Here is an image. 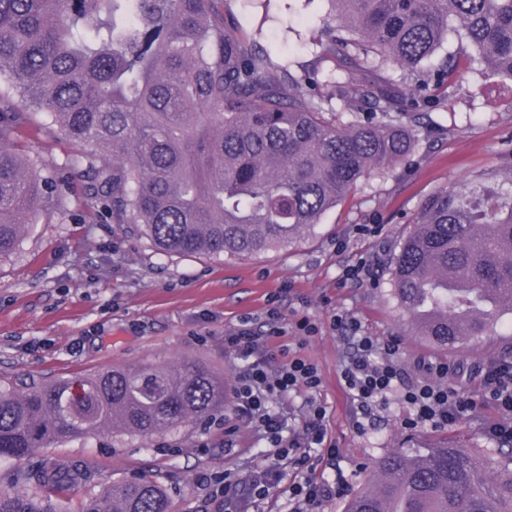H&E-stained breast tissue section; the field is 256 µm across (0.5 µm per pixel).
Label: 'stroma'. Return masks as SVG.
Returning a JSON list of instances; mask_svg holds the SVG:
<instances>
[{
	"label": "stroma",
	"mask_w": 512,
	"mask_h": 512,
	"mask_svg": "<svg viewBox=\"0 0 512 512\" xmlns=\"http://www.w3.org/2000/svg\"><path fill=\"white\" fill-rule=\"evenodd\" d=\"M327 0H226L224 16L237 31L257 36L280 60L316 67ZM445 51L455 55L459 77L435 90L421 105L423 119L407 160L386 174L361 180L327 212L308 240L247 260L195 254L164 255L129 225L82 203L83 182L69 167L76 144L58 132L37 127L22 114L13 135L16 151L38 163L52 178L53 201L9 258L0 260V385L17 388L121 367H180L191 361L225 384L240 366L224 351V333L241 317L263 325L278 308L285 336L270 342L272 356L288 348L315 364L319 397L327 407L328 438L338 449L334 465L320 469L323 480H343L348 491L363 487L377 461L390 450L424 448L446 436L466 447L490 448L488 473L502 466L511 442L487 429L499 412L478 408L464 422L404 428L409 410L389 400L364 433L352 422L356 408L339 385L338 373L349 345L334 324L336 316L355 318L362 332L397 338L400 359L447 362L457 380L478 390L483 369L512 363V340L483 337L479 347L444 354L416 333L398 305L390 259L409 222L424 201L470 180L496 182L512 171V93L499 92L467 44L457 22H450ZM370 233H362V226ZM377 262L375 283L343 278L344 270ZM309 317L317 333L301 339L293 325ZM232 399L199 423L145 442L112 428L39 449L38 460L66 466L88 464L100 480L146 478L158 482L174 512H216L200 473L231 468L247 479L259 472L266 446L261 435L240 424L233 447L224 445V421ZM24 462L0 458V492L16 493L14 476Z\"/></svg>",
	"instance_id": "1"
}]
</instances>
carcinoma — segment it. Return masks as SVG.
Masks as SVG:
<instances>
[{
  "instance_id": "obj_1",
  "label": "carcinoma",
  "mask_w": 512,
  "mask_h": 512,
  "mask_svg": "<svg viewBox=\"0 0 512 512\" xmlns=\"http://www.w3.org/2000/svg\"><path fill=\"white\" fill-rule=\"evenodd\" d=\"M321 59L292 70L234 31L218 0H0V260L43 212L37 162L12 146L14 106L80 150L85 205L132 224L164 254L251 258L309 237L357 183L415 144L420 103L450 84L453 57L424 67L459 23L488 76L512 88V0H331ZM411 82L342 79L360 55ZM351 120L336 124L334 100ZM394 293L443 351L499 335L512 319V177L425 202L391 258ZM224 405V381L196 365L113 369L23 392L0 386V458L114 426L149 440ZM443 441L396 448L343 512H512V469ZM85 464L41 463L0 493V512H173L152 480L92 488Z\"/></svg>"
}]
</instances>
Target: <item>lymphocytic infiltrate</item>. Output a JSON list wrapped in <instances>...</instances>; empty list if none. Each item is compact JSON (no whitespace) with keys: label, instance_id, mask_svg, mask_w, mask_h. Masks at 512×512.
<instances>
[{"label":"lymphocytic infiltrate","instance_id":"lymphocytic-infiltrate-1","mask_svg":"<svg viewBox=\"0 0 512 512\" xmlns=\"http://www.w3.org/2000/svg\"><path fill=\"white\" fill-rule=\"evenodd\" d=\"M266 335H258L251 319L224 334V350L241 365L232 386L234 413L247 422L266 442L265 468L259 477L241 481L232 470L201 476L210 487L213 500L224 503V512H249V505L287 492L295 502L294 512H320L324 503L344 492L343 483L326 482L316 474L320 464L334 461L337 448L329 443L326 408L317 402L321 386L317 367L300 355L272 365L268 340L282 336L278 315H271ZM353 351L339 370V383L361 418L354 424L363 432L365 423L385 408L389 399H399L410 410L405 424L448 426L470 416L484 400H491L500 417L489 432L493 438L512 441V364L496 363L484 371L479 394H471L448 380V366L428 363L422 372H410L399 360L396 340L358 335ZM306 393L300 430H291L289 412L274 409V402L293 394ZM291 467L295 476L288 488H281V468Z\"/></svg>","mask_w":512,"mask_h":512}]
</instances>
